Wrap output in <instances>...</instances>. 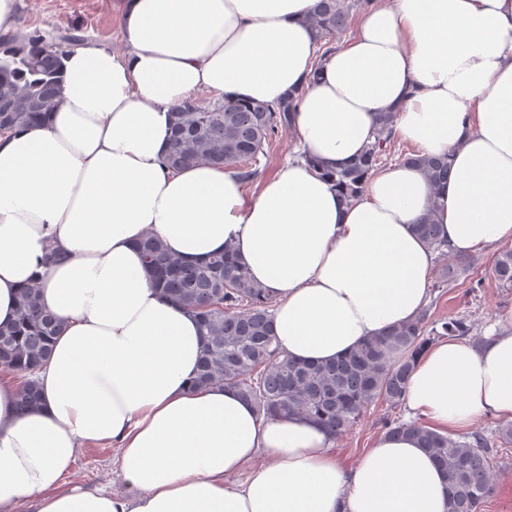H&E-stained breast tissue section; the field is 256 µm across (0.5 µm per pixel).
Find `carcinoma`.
I'll use <instances>...</instances> for the list:
<instances>
[{"label":"carcinoma","instance_id":"1","mask_svg":"<svg viewBox=\"0 0 512 512\" xmlns=\"http://www.w3.org/2000/svg\"><path fill=\"white\" fill-rule=\"evenodd\" d=\"M368 2L318 0L308 22L323 41L347 28L351 10ZM62 52V46H52L40 34L30 36L25 46H7L0 40L1 133L46 119L58 90ZM294 101L291 91L276 104L244 100L212 107L193 102L173 108L169 166L179 169L201 162L230 166L244 184H253L260 174L258 156L289 126ZM394 118L392 112L381 113L374 142L348 167L329 172L344 199L361 194L369 171L381 168L387 144L393 139ZM406 160L417 164L433 184L447 180L451 173L446 156L413 154ZM414 230L432 250L446 248L433 212L414 225ZM138 248L154 284L172 302L195 313L203 339L198 387H232L265 418L311 417L334 439L350 430L370 405L381 402L389 411L383 417L385 431L416 437L442 468L448 482V512H480L494 493L499 444H512V422L501 425L495 444L480 433L455 439L391 414L406 400L415 362L435 338L472 337L481 342L473 323L451 318L441 328H432L424 309L334 361H298L280 350L270 313L272 296L252 280L233 247H225L200 264L184 263L152 233L141 238ZM491 272L499 286L512 288V249L499 253ZM466 273L474 274V266L461 256L454 265L442 268L437 287ZM35 294L34 287L23 289L16 319L0 325V370L15 378L18 405L24 410L40 400L29 372L47 358L51 340L62 328L57 316L37 306Z\"/></svg>","mask_w":512,"mask_h":512}]
</instances>
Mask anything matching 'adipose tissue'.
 Returning a JSON list of instances; mask_svg holds the SVG:
<instances>
[{"label":"adipose tissue","instance_id":"obj_1","mask_svg":"<svg viewBox=\"0 0 512 512\" xmlns=\"http://www.w3.org/2000/svg\"><path fill=\"white\" fill-rule=\"evenodd\" d=\"M315 0H123L126 49L64 50L42 125L0 136V324L22 288L64 322L17 408L0 377V512H447V481L403 434L341 464L317 421L259 418L229 387L197 388L200 327L152 283L136 243L159 236L194 264L233 246L277 301L296 359L325 362L414 318L433 212L454 254L512 240V0H370L354 35L320 53ZM296 91V155L246 195L236 170L166 162L170 112L201 91L278 102ZM423 155L344 202L321 168L347 167L380 113ZM66 254L44 265L48 249ZM407 404L440 433L512 421V328L447 340L416 364ZM117 450L118 491L66 486L79 448ZM406 160L417 164L425 173L427 179L433 184H439L447 180L451 173V163L448 156H419L410 154ZM415 232L425 241L433 251H442L446 244L440 239L438 224H435L433 212H428L422 224H414Z\"/></svg>","mask_w":512,"mask_h":512}]
</instances>
